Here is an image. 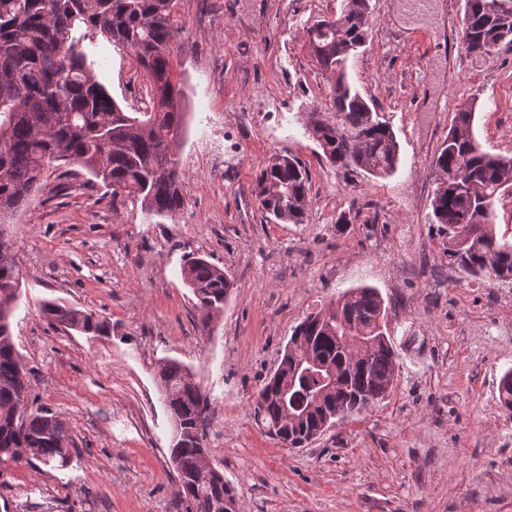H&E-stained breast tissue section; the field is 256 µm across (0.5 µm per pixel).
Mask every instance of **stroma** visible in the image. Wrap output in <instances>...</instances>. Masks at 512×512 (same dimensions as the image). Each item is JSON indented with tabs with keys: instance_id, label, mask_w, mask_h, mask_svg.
<instances>
[{
	"instance_id": "35a3bbf8",
	"label": "stroma",
	"mask_w": 512,
	"mask_h": 512,
	"mask_svg": "<svg viewBox=\"0 0 512 512\" xmlns=\"http://www.w3.org/2000/svg\"><path fill=\"white\" fill-rule=\"evenodd\" d=\"M340 0H179L185 27L173 71L186 91L179 149L184 211L159 220L113 212L99 188L50 189L10 231L24 273L11 317L29 394L57 415L75 451L66 468H13L0 512H177L173 424L157 362L188 366L211 398L209 455L236 487L238 512H512V418L486 417L512 369V342L483 344L504 317L500 283L451 266L434 222V160L460 103L487 151L512 155V46L479 57L460 46L464 0H370L371 34L348 64L400 144L385 178L329 165L303 113L329 107V81L306 29ZM96 75L125 110L144 108L134 62L107 42ZM275 95L246 112L261 85ZM288 151L307 168L303 223L267 222L256 178ZM347 223H339L340 215ZM196 252L228 272L223 312L204 313L181 277ZM378 289L399 353L386 397L303 448L253 415L294 327L356 286ZM113 326L94 338L47 321L44 301Z\"/></svg>"
}]
</instances>
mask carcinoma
Returning <instances> with one entry per match:
<instances>
[{"mask_svg":"<svg viewBox=\"0 0 512 512\" xmlns=\"http://www.w3.org/2000/svg\"><path fill=\"white\" fill-rule=\"evenodd\" d=\"M461 44L472 55L490 56L512 44V0H464ZM177 0H0V482L13 467L35 459L51 468L70 461V436L60 425L49 431L53 414L14 409L29 389L16 351L10 318L19 298L22 268L9 226L43 193L52 164L62 161L57 188H69L71 166L86 170L110 194L112 211L126 202L144 213L166 217L187 206L178 148L187 135L184 87L173 79L172 53L184 26L174 17ZM370 0H342L339 14L307 28L308 45L331 81L329 112H307L304 126L328 162L340 169L387 177L399 163L400 146L348 80L350 57L371 29ZM106 41L131 55L147 78L150 104L127 112L97 79L93 48ZM476 104L462 103L435 160V223L447 237L448 264L490 281L512 282V239L495 228L494 202L512 186V157L483 150L473 134ZM263 214L274 223L300 224L311 204L306 168L288 154L273 155L257 179ZM205 319L224 310L232 283L224 270L203 256L189 257L181 269ZM52 323L109 336L112 327L92 311L46 302ZM386 308L377 289L349 288L325 309L309 313L293 336L307 345L308 364L288 393L292 418L284 419L279 380L297 368L284 351L264 382L254 418L279 440L288 431L291 447L301 448L334 406L367 409L386 397L398 354L385 333ZM190 369L177 359L157 364L160 400L175 435L170 460L178 473L179 512H225L236 498L223 477H202L201 449L210 399L188 380ZM501 407L512 413V369L498 384Z\"/></svg>","mask_w":512,"mask_h":512,"instance_id":"cac0c4a2","label":"carcinoma"}]
</instances>
